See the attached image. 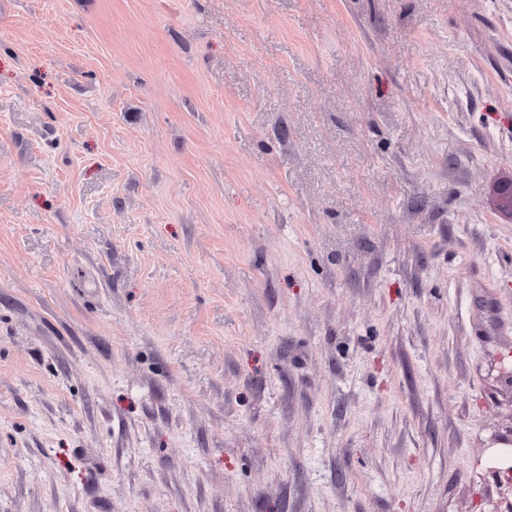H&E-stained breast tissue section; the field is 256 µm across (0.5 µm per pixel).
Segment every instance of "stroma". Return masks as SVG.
<instances>
[{
	"instance_id": "obj_1",
	"label": "stroma",
	"mask_w": 512,
	"mask_h": 512,
	"mask_svg": "<svg viewBox=\"0 0 512 512\" xmlns=\"http://www.w3.org/2000/svg\"><path fill=\"white\" fill-rule=\"evenodd\" d=\"M512 0L0 5V512H494Z\"/></svg>"
}]
</instances>
